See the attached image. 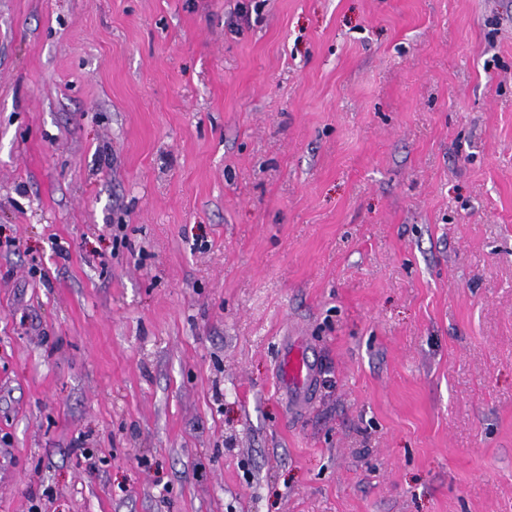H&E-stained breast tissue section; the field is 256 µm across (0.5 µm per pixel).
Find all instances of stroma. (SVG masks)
Listing matches in <instances>:
<instances>
[{
    "label": "stroma",
    "instance_id": "35a3bbf8",
    "mask_svg": "<svg viewBox=\"0 0 512 512\" xmlns=\"http://www.w3.org/2000/svg\"><path fill=\"white\" fill-rule=\"evenodd\" d=\"M0 512H512V0H0ZM318 377V364L309 357L303 336H291L280 365L282 386L298 403H304L312 396Z\"/></svg>",
    "mask_w": 512,
    "mask_h": 512
}]
</instances>
